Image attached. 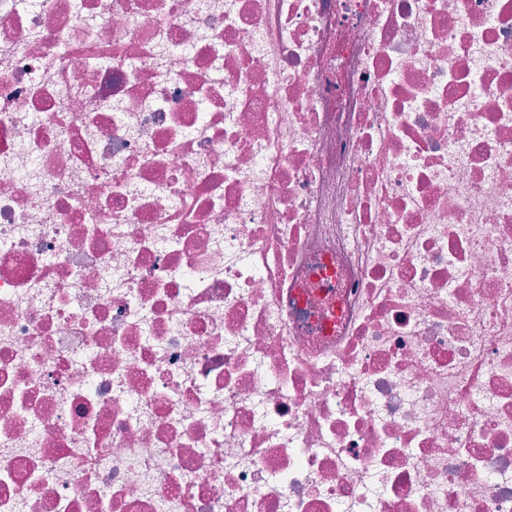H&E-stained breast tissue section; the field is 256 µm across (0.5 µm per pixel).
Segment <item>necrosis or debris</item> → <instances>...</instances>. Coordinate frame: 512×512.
<instances>
[{"mask_svg":"<svg viewBox=\"0 0 512 512\" xmlns=\"http://www.w3.org/2000/svg\"><path fill=\"white\" fill-rule=\"evenodd\" d=\"M0 512H512V0H0Z\"/></svg>","mask_w":512,"mask_h":512,"instance_id":"necrosis-or-debris-1","label":"necrosis or debris"}]
</instances>
